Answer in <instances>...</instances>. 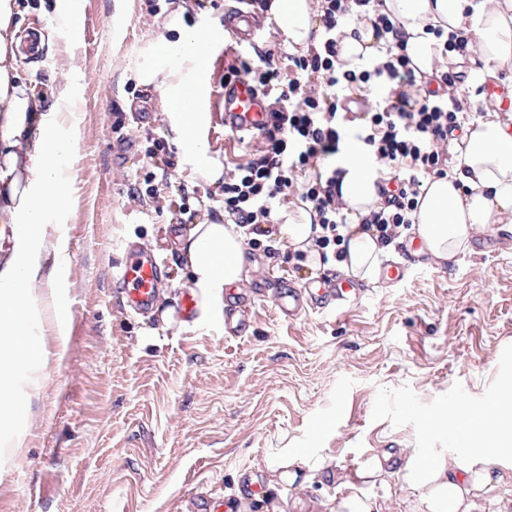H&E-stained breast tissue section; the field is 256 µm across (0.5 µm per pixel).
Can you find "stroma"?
<instances>
[{
  "mask_svg": "<svg viewBox=\"0 0 512 512\" xmlns=\"http://www.w3.org/2000/svg\"><path fill=\"white\" fill-rule=\"evenodd\" d=\"M76 5L79 29L58 30L52 51L20 60L39 92L72 83L80 100L67 115L74 204L46 227L63 260L37 284L68 300L67 348L18 417L25 441L0 480V512H194L200 496L214 512H293L299 497L336 512V486L319 471L289 482L294 449L350 470L381 448L456 447L465 430L439 424L452 407L489 410L492 426L512 421V403L499 398L512 381V229L503 224L444 260L415 252L419 239L407 235L417 270L398 285L365 276L368 295L342 316L290 324L263 301L248 332L230 338L216 320L131 316L111 287L122 243L141 241L164 260L160 304L174 305L190 279L167 205L205 186L177 163L155 180L156 199L129 202L148 139H173L166 101L139 68L172 16L220 26L236 2L176 0L155 15L146 0ZM243 55L220 40L209 58L204 140L228 169L250 160L253 145L224 125V70ZM139 106L154 124L133 121ZM290 250L284 240L273 254L245 246L243 287L344 271L340 260L311 265Z\"/></svg>",
  "mask_w": 512,
  "mask_h": 512,
  "instance_id": "stroma-1",
  "label": "stroma"
}]
</instances>
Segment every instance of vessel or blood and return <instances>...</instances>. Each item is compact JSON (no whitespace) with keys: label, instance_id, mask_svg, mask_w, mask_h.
Instances as JSON below:
<instances>
[{"label":"vessel or blood","instance_id":"vessel-or-blood-1","mask_svg":"<svg viewBox=\"0 0 512 512\" xmlns=\"http://www.w3.org/2000/svg\"><path fill=\"white\" fill-rule=\"evenodd\" d=\"M268 23L266 13L251 6L236 9L224 17V27L241 43H254ZM269 97L245 80L224 86V125L235 133L251 134L267 121ZM168 280L166 265L156 253L129 242L122 248V259L112 275V286L122 295L128 310L147 315L156 309L160 288ZM366 294L356 279L348 275L319 277L295 284L286 280H261L251 288L231 287L224 291V332L245 335L249 324L244 316L247 305L270 301L275 313L288 322L303 316L342 314Z\"/></svg>","mask_w":512,"mask_h":512}]
</instances>
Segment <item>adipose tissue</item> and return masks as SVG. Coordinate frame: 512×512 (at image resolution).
Segmentation results:
<instances>
[{"label": "adipose tissue", "instance_id": "obj_1", "mask_svg": "<svg viewBox=\"0 0 512 512\" xmlns=\"http://www.w3.org/2000/svg\"><path fill=\"white\" fill-rule=\"evenodd\" d=\"M389 13L410 38L406 52L421 73H432L444 52L427 34V24L475 34L471 62L479 79H494L512 64V0H384ZM271 13L282 33L297 44L309 43L315 25L308 0H273ZM16 0H0V215L8 217L15 240L14 256L0 269V392L11 386L21 368H39L48 352L34 326L52 314L58 335H65L66 300L59 293L35 292L51 253L45 245L47 214L67 211L72 180L65 163L73 148L66 112L77 105L72 88L45 98L21 79L23 36ZM174 38H160L147 51L140 71L143 83L157 84L167 102L166 120L183 161L197 176L217 183L223 173L202 138L209 115L202 104L208 88L211 44L217 29L169 23ZM448 175L426 182L417 210V233L438 258L464 251L472 232L492 224H512V126L495 112L464 128L455 144ZM341 197L356 213L380 204V179L373 159L362 148H350L341 162ZM347 265L369 275L378 245L371 234L350 225ZM176 242L184 255L193 290L205 311L216 312L224 289L242 278L243 236L234 225H194ZM396 476L404 492V512H512V500L497 496L512 484V424L478 435L458 448L433 449L428 459L417 454L395 457L381 452L360 462L353 476H341L346 493L336 512H385L390 490L375 492L377 482Z\"/></svg>", "mask_w": 512, "mask_h": 512}]
</instances>
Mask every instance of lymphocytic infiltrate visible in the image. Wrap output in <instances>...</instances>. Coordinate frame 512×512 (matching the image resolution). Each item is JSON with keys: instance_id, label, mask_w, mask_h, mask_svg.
Segmentation results:
<instances>
[{"instance_id": "lymphocytic-infiltrate-1", "label": "lymphocytic infiltrate", "mask_w": 512, "mask_h": 512, "mask_svg": "<svg viewBox=\"0 0 512 512\" xmlns=\"http://www.w3.org/2000/svg\"><path fill=\"white\" fill-rule=\"evenodd\" d=\"M322 29L318 43L290 56L287 74L271 66L270 54L229 65L226 78L248 80L270 95V121L257 135L253 158L225 171L222 182L204 189L207 200L224 210V221L241 228L249 243L274 250L277 206L290 193L299 173H306L300 200L321 228L313 246L320 257L346 246L341 169L325 166L349 137H356L376 160L388 163L389 182L398 191L381 206L360 216L364 231L390 246L405 237L416 222L426 178L448 173L449 138L461 129L467 109L453 94L454 71L437 75L438 90L422 92L409 56L386 51L371 67L342 64L339 47L344 23L370 27L376 39L404 44L408 33L375 0H317ZM385 95L369 111L351 116L340 110V95L371 86Z\"/></svg>"}]
</instances>
